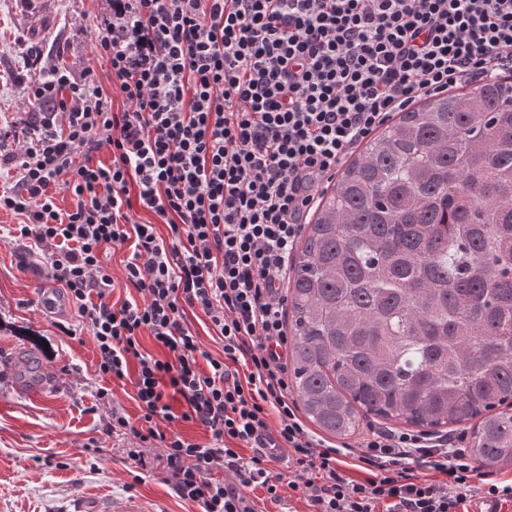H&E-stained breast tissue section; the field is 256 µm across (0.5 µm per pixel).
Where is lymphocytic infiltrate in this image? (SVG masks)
Masks as SVG:
<instances>
[{"mask_svg": "<svg viewBox=\"0 0 512 512\" xmlns=\"http://www.w3.org/2000/svg\"><path fill=\"white\" fill-rule=\"evenodd\" d=\"M93 49L121 107L93 71L50 70L30 94L39 110L0 211L78 304L101 375L131 379L140 421L116 411L110 428L138 439L132 459L159 449L175 493L204 512H254L252 487L275 503L282 488L302 493L313 512H465L477 493L512 502V481L488 478L457 438L372 428L358 454L370 473L343 470L340 448L296 414L283 293L319 186L355 146L415 99L512 73V0H112ZM104 150L111 164H91ZM141 209L156 223L136 220ZM123 247L138 296L115 302L102 254ZM190 308L222 358H203ZM145 335L160 355L142 351ZM180 419L210 443L175 431ZM268 431L288 474L257 445Z\"/></svg>", "mask_w": 512, "mask_h": 512, "instance_id": "1", "label": "lymphocytic infiltrate"}]
</instances>
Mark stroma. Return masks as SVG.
Returning a JSON list of instances; mask_svg holds the SVG:
<instances>
[{"label": "stroma", "mask_w": 512, "mask_h": 512, "mask_svg": "<svg viewBox=\"0 0 512 512\" xmlns=\"http://www.w3.org/2000/svg\"><path fill=\"white\" fill-rule=\"evenodd\" d=\"M111 0H0V185L34 104L31 86L52 68L94 70L111 98L108 61L92 50ZM40 251L0 236V512H73L76 494L136 497L158 512H202L163 469L138 470L132 436L110 433L112 411L138 421L130 381L100 375L78 306L47 279ZM48 381L33 394L31 381ZM108 396L98 398L100 388Z\"/></svg>", "instance_id": "stroma-1"}]
</instances>
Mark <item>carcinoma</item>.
Returning <instances> with one entry per match:
<instances>
[{
	"mask_svg": "<svg viewBox=\"0 0 512 512\" xmlns=\"http://www.w3.org/2000/svg\"><path fill=\"white\" fill-rule=\"evenodd\" d=\"M294 382L322 431L370 415L474 422L512 462V84L427 99L370 140L310 225L287 289Z\"/></svg>",
	"mask_w": 512,
	"mask_h": 512,
	"instance_id": "1",
	"label": "carcinoma"
}]
</instances>
